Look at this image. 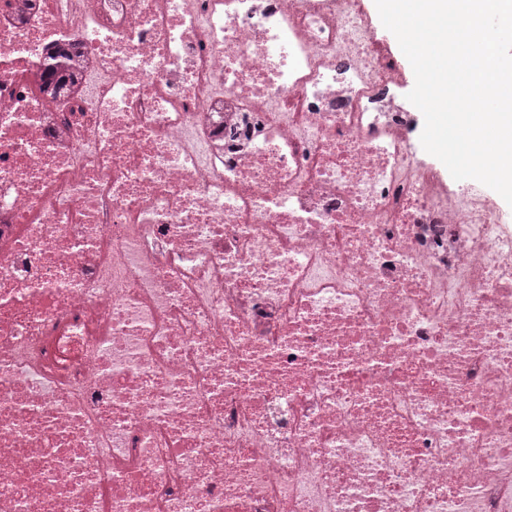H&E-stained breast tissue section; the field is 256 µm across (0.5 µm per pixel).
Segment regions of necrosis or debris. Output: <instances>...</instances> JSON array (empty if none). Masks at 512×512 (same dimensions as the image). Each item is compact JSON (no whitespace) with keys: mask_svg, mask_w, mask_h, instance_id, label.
Returning <instances> with one entry per match:
<instances>
[{"mask_svg":"<svg viewBox=\"0 0 512 512\" xmlns=\"http://www.w3.org/2000/svg\"><path fill=\"white\" fill-rule=\"evenodd\" d=\"M405 86L359 0H0V512H512V223Z\"/></svg>","mask_w":512,"mask_h":512,"instance_id":"1","label":"necrosis or debris"}]
</instances>
